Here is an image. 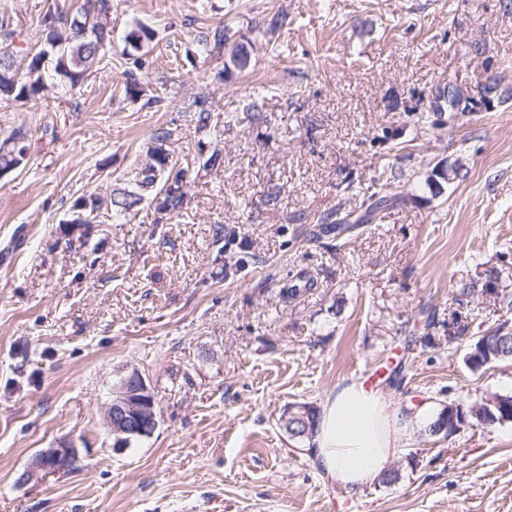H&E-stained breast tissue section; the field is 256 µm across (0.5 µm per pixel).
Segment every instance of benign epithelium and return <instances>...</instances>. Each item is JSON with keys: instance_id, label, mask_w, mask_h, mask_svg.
Returning <instances> with one entry per match:
<instances>
[{"instance_id": "obj_1", "label": "benign epithelium", "mask_w": 512, "mask_h": 512, "mask_svg": "<svg viewBox=\"0 0 512 512\" xmlns=\"http://www.w3.org/2000/svg\"><path fill=\"white\" fill-rule=\"evenodd\" d=\"M156 397L142 373L133 369L113 386L106 409V425L115 436L113 451H124L125 436L153 433L158 425ZM80 462V450L73 443L48 448L37 453L29 462L21 479L29 480L39 474L68 470Z\"/></svg>"}]
</instances>
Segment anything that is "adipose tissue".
<instances>
[{
	"label": "adipose tissue",
	"mask_w": 512,
	"mask_h": 512,
	"mask_svg": "<svg viewBox=\"0 0 512 512\" xmlns=\"http://www.w3.org/2000/svg\"><path fill=\"white\" fill-rule=\"evenodd\" d=\"M399 419L385 396L359 382L337 385L319 415L312 459L347 494L362 492L399 450Z\"/></svg>",
	"instance_id": "1"
}]
</instances>
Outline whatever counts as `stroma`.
Segmentation results:
<instances>
[{
	"mask_svg": "<svg viewBox=\"0 0 512 512\" xmlns=\"http://www.w3.org/2000/svg\"><path fill=\"white\" fill-rule=\"evenodd\" d=\"M75 3L0 0L18 58ZM135 20L153 33L137 50ZM219 24L256 66L188 55ZM450 85L466 107L437 115ZM201 98L220 137L195 132ZM161 127L189 167L182 214L148 197L69 225L76 198L135 190ZM17 129L31 157L0 179V512H512V422L427 431L448 402L512 395V360H467L512 322V0H112L80 88L0 100V138ZM216 150L220 166L194 165ZM387 176L398 199L365 221ZM327 214L349 228L322 232ZM302 270L316 286L289 299ZM134 368L158 427L118 454L104 412ZM352 379L418 414L395 481L356 496L281 425ZM68 442L78 469L22 480ZM493 328L488 329L485 331L483 336H480V338L477 340L474 350L470 352V358L469 360L474 364L475 366L482 367V366H490L492 364H495L497 362L506 361V360H512V343L509 341L508 343H504L502 345V354L499 358H492V362L487 363V355L483 348H481V344L485 341L488 342V346H491V342L494 339L495 334L491 335L489 334L492 331ZM489 336V337H487Z\"/></svg>",
	"mask_w": 512,
	"mask_h": 512,
	"instance_id": "stroma-1",
	"label": "stroma"
}]
</instances>
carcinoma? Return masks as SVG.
I'll return each mask as SVG.
<instances>
[{
  "instance_id": "1",
  "label": "carcinoma",
  "mask_w": 512,
  "mask_h": 512,
  "mask_svg": "<svg viewBox=\"0 0 512 512\" xmlns=\"http://www.w3.org/2000/svg\"><path fill=\"white\" fill-rule=\"evenodd\" d=\"M112 0H80L71 14L48 13L41 21V48L28 55L27 62L17 61L12 48V32L5 31L0 41V100L13 99L28 102L40 95L45 89L43 70L46 60L54 61V69L63 77L70 89L74 90L96 69L105 54L111 40ZM152 38V32L139 22L132 23L127 35L129 45L140 48L144 41ZM255 44L251 40L230 42L224 26L217 25L196 40L194 54L206 58L219 56L228 52L229 62L237 69L250 66ZM196 131L209 136L218 133V124L212 122L211 112L200 109L196 116ZM172 131L160 128L152 135L150 146L146 150V162L138 172L139 192H112L107 196L89 195L79 197L71 208V217L67 223L77 227L96 220L100 215L120 218L130 214L144 199L150 195H163L161 207L169 213L182 210L186 194L172 188L170 183H178L180 176L187 175L188 169L175 159L168 142ZM30 144L26 133L17 130L0 139V170L11 166L23 168L29 162ZM396 198L392 182L380 184L378 190L369 196L366 208L371 217H376L391 200ZM494 336L484 333L470 352L472 364L482 367L487 365V355L481 344L492 342ZM481 406L490 409L498 423L512 421V396L496 395L485 400ZM316 425L315 412L307 407L288 413L284 428L293 437H304L313 433Z\"/></svg>"
}]
</instances>
